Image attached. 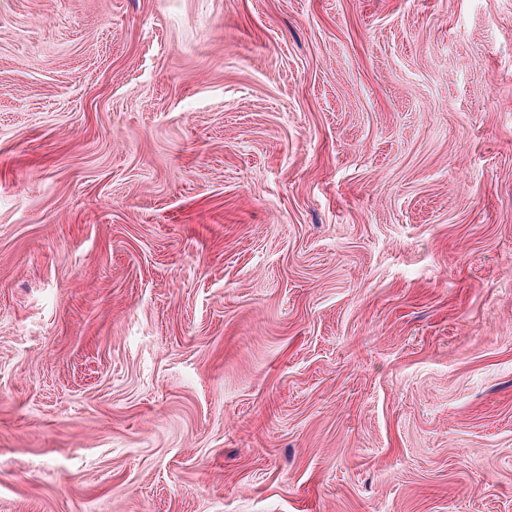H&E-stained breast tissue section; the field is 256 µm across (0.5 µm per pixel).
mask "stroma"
<instances>
[{"instance_id": "obj_1", "label": "stroma", "mask_w": 512, "mask_h": 512, "mask_svg": "<svg viewBox=\"0 0 512 512\" xmlns=\"http://www.w3.org/2000/svg\"><path fill=\"white\" fill-rule=\"evenodd\" d=\"M0 512H512V0H0Z\"/></svg>"}]
</instances>
